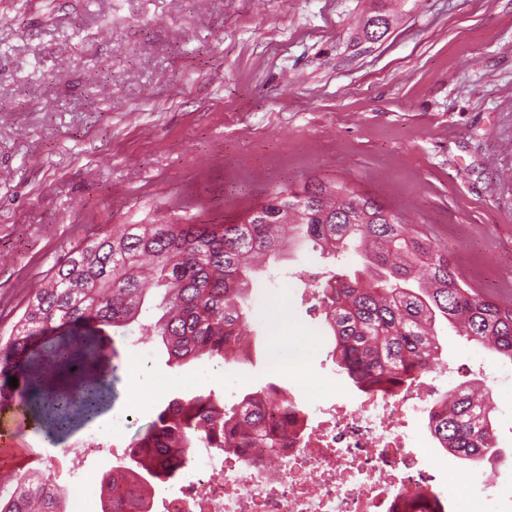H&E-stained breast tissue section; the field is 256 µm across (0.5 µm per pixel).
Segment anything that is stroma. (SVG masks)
<instances>
[{
	"instance_id": "35a3bbf8",
	"label": "stroma",
	"mask_w": 512,
	"mask_h": 512,
	"mask_svg": "<svg viewBox=\"0 0 512 512\" xmlns=\"http://www.w3.org/2000/svg\"><path fill=\"white\" fill-rule=\"evenodd\" d=\"M398 11L380 41L376 5ZM345 181L424 225L482 295L512 289V0H0V336L54 267L116 224H228L281 186ZM354 274L356 257L305 247L255 284L244 363L169 367L138 325L121 349L112 417L67 441L110 434L77 473L54 471L67 512H91L175 391L225 404L275 380L297 342L308 408L362 396L336 372L333 341L302 269ZM438 390L503 372L443 330ZM495 472L449 462L425 416L409 418L419 459L449 487L450 512L494 498L512 512V383L492 388ZM461 481H452V474Z\"/></svg>"
}]
</instances>
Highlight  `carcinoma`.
<instances>
[{"label": "carcinoma", "instance_id": "1", "mask_svg": "<svg viewBox=\"0 0 512 512\" xmlns=\"http://www.w3.org/2000/svg\"><path fill=\"white\" fill-rule=\"evenodd\" d=\"M375 18L380 41L391 24L384 10L370 13L362 32L371 35ZM305 243L361 258L362 270L317 284L313 296L328 308L338 372L365 397L410 392L435 367L443 323L512 363V304L476 293L400 211L344 182H312L281 187L236 223L123 224L71 252L0 337V411L23 410L51 439L96 417L118 369L107 329L132 323L173 366L235 360L250 328L255 276ZM492 412L489 392L459 385L432 398L425 414L448 457L480 462L497 451ZM306 414L274 382L243 391L229 407L203 389L176 395L131 443V465L103 475L104 512H145L151 489L203 440L227 452L286 448L300 438L296 424ZM0 512H65L63 494L44 473H21Z\"/></svg>", "mask_w": 512, "mask_h": 512}]
</instances>
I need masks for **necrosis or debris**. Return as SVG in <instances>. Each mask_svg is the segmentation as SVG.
Instances as JSON below:
<instances>
[{
    "label": "necrosis or debris",
    "mask_w": 512,
    "mask_h": 512,
    "mask_svg": "<svg viewBox=\"0 0 512 512\" xmlns=\"http://www.w3.org/2000/svg\"><path fill=\"white\" fill-rule=\"evenodd\" d=\"M428 394L337 401L299 441L270 454L199 446L181 473L153 492L154 512H412L429 475L406 446V418Z\"/></svg>",
    "instance_id": "1"
}]
</instances>
